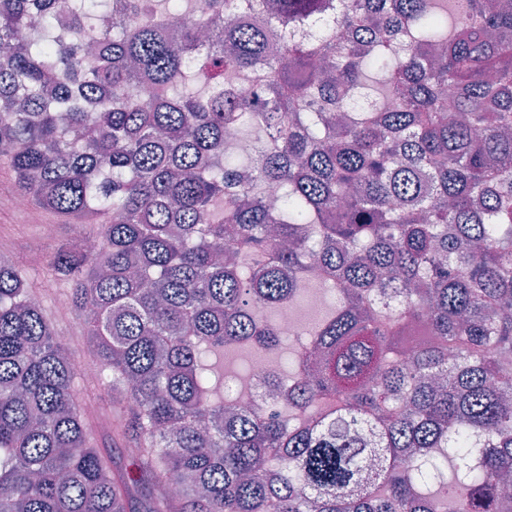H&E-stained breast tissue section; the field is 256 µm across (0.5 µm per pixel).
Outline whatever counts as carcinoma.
<instances>
[{"label":"carcinoma","mask_w":512,"mask_h":512,"mask_svg":"<svg viewBox=\"0 0 512 512\" xmlns=\"http://www.w3.org/2000/svg\"><path fill=\"white\" fill-rule=\"evenodd\" d=\"M0 161L83 228L43 281L137 449L1 260L0 512L512 507V0H0ZM285 341L275 409L224 393ZM317 288L316 292L312 296V303L316 306H322L319 309H313L308 307L307 305V299L308 295L310 294L311 290L309 292L302 295L292 306L291 308L293 311L298 314L304 322H316L319 319H321L326 312L325 304H323L324 300L321 295L322 289L318 288V286H315ZM323 304V305H322ZM80 401L89 424L91 425L99 445L104 444L111 448L112 457L120 465L130 463L127 447L122 442H112V429L119 424V418L116 411L112 408V403L108 397L99 399L93 395H86L84 391L80 396Z\"/></svg>","instance_id":"carcinoma-1"}]
</instances>
